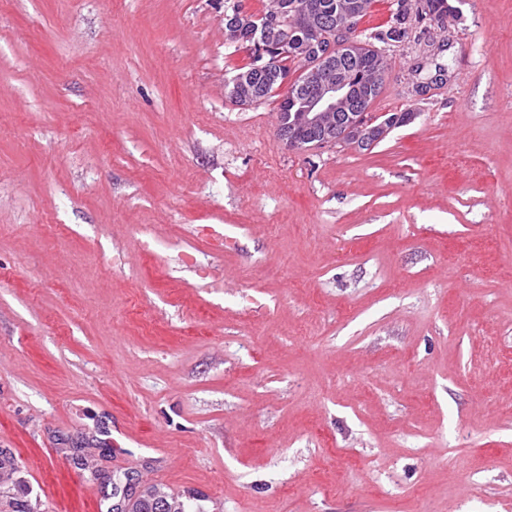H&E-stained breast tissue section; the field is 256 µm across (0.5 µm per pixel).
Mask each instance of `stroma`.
<instances>
[{
  "label": "stroma",
  "instance_id": "stroma-1",
  "mask_svg": "<svg viewBox=\"0 0 512 512\" xmlns=\"http://www.w3.org/2000/svg\"><path fill=\"white\" fill-rule=\"evenodd\" d=\"M388 48L369 151L288 149L224 0H0V450L206 512H512V0Z\"/></svg>",
  "mask_w": 512,
  "mask_h": 512
}]
</instances>
